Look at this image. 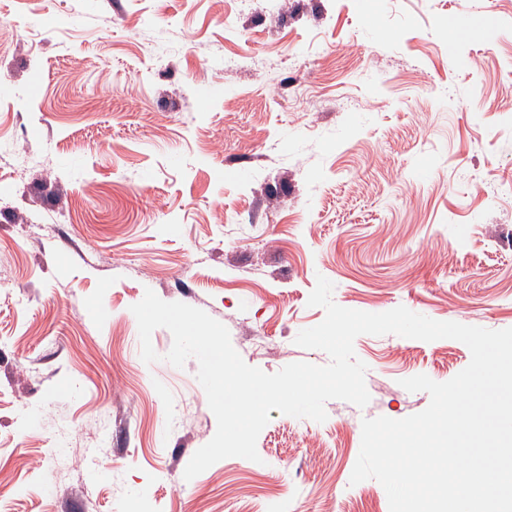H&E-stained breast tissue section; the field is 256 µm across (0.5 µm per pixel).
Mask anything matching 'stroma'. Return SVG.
<instances>
[{
    "mask_svg": "<svg viewBox=\"0 0 512 512\" xmlns=\"http://www.w3.org/2000/svg\"><path fill=\"white\" fill-rule=\"evenodd\" d=\"M461 10L494 24L450 32ZM237 28H224L225 15ZM0 512H389L362 421L430 403L460 341H354L365 407L271 411L260 462L184 470L198 362L140 358L153 290L250 366H323L325 311L512 328V0H0Z\"/></svg>",
    "mask_w": 512,
    "mask_h": 512,
    "instance_id": "stroma-1",
    "label": "stroma"
}]
</instances>
